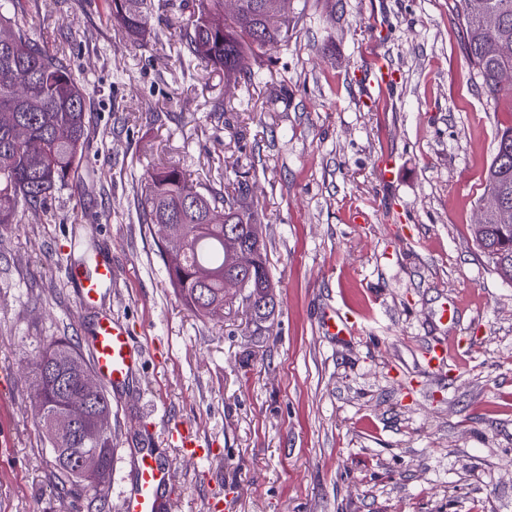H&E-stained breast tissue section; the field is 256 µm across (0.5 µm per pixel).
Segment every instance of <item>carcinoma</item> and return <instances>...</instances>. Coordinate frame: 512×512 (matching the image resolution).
Instances as JSON below:
<instances>
[{
	"mask_svg": "<svg viewBox=\"0 0 512 512\" xmlns=\"http://www.w3.org/2000/svg\"><path fill=\"white\" fill-rule=\"evenodd\" d=\"M168 0H110L112 28L138 42L151 33L154 13ZM264 0H237V11L224 13V0H183L188 24L179 43V59L190 73L211 69L235 75L246 88L262 83L264 57L288 45L291 0H279L284 15L277 27L266 24ZM462 30L461 51L480 79L481 93L495 101L505 91L499 81L512 70V0H457ZM492 11L499 24L490 30L480 25V14ZM28 10L23 0H0V224H16L37 216L53 192L73 183L74 174L90 143L87 120L90 95L85 81L66 64V48L50 50L30 37ZM249 185L239 181L218 191L194 183L179 168L157 169L141 186L137 207L141 223L172 224L183 236L182 247L164 254L168 283L183 303L203 319L224 315V227L238 230L241 244L253 251L256 263L247 280L250 302L246 310L260 326L274 317L276 298L264 241L252 237L254 212L236 202L247 196ZM483 193L502 197L504 209L487 224L480 247L496 272L512 276V126L498 131L493 159L484 175ZM207 270L211 278L198 281ZM89 362L67 339L52 341L34 363V382L40 386L39 417L51 446L55 465L68 478L75 477L67 461L86 451L104 458L103 470L90 483L108 477L114 448L112 429L104 427V414L112 412L107 391L98 387L95 408L83 423L81 437L69 438L60 423L47 425L45 417L60 418L73 406L85 404L88 394L83 374Z\"/></svg>",
	"mask_w": 512,
	"mask_h": 512,
	"instance_id": "1",
	"label": "carcinoma"
}]
</instances>
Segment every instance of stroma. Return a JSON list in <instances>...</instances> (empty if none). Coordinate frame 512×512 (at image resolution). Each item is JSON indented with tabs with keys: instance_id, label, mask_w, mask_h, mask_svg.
<instances>
[{
	"instance_id": "stroma-1",
	"label": "stroma",
	"mask_w": 512,
	"mask_h": 512,
	"mask_svg": "<svg viewBox=\"0 0 512 512\" xmlns=\"http://www.w3.org/2000/svg\"><path fill=\"white\" fill-rule=\"evenodd\" d=\"M30 2L31 37L65 44L89 80L91 140L72 187L0 227V512H121L146 445L171 466L165 512H512V285L471 231L512 82L481 95L454 0H294L304 15L251 90L183 76L179 7L134 43L107 0ZM378 56L398 82L373 102ZM218 100L230 110L212 112ZM167 165L217 189L247 177L279 302L269 328L233 295L223 318L199 319L169 286L135 202ZM75 224L119 272L100 306L146 350L110 396L99 494L55 467L29 374L53 339L83 347L95 319L58 254ZM331 310L349 335L325 329ZM450 341L458 366L428 367ZM176 420L215 455L170 446Z\"/></svg>"
}]
</instances>
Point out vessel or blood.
Instances as JSON below:
<instances>
[{
	"mask_svg": "<svg viewBox=\"0 0 512 512\" xmlns=\"http://www.w3.org/2000/svg\"><path fill=\"white\" fill-rule=\"evenodd\" d=\"M394 82L395 77L389 66L383 60H376L370 73V85L374 91L385 94ZM117 277V269L104 256L96 258L92 270L73 272L72 283L80 305L95 306L100 289L111 285ZM86 352L99 380L115 389L129 382L145 358L144 348L135 343L127 325L108 311L98 313L88 336ZM168 433L174 447L192 455H206V448L185 424H173ZM170 481V465L152 449H142L136 480L122 495L123 512H156L159 499Z\"/></svg>",
	"mask_w": 512,
	"mask_h": 512,
	"instance_id": "obj_1",
	"label": "vessel or blood"
}]
</instances>
